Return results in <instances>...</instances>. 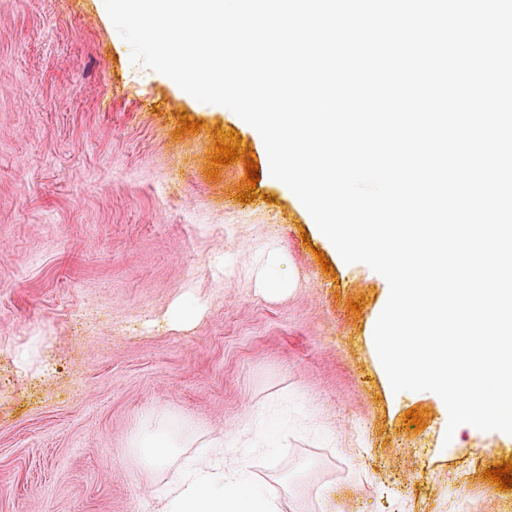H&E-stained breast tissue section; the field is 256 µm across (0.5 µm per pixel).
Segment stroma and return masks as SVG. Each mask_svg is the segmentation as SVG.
Returning a JSON list of instances; mask_svg holds the SVG:
<instances>
[{"label":"stroma","instance_id":"35a3bbf8","mask_svg":"<svg viewBox=\"0 0 512 512\" xmlns=\"http://www.w3.org/2000/svg\"><path fill=\"white\" fill-rule=\"evenodd\" d=\"M232 132L259 165L248 202L246 161L213 163ZM273 246L278 295L257 282ZM187 292L205 311L169 328ZM389 292L330 248L253 128L132 62L104 0H0V512H161L164 473L128 451L149 411L235 443L225 467L247 459L281 512H499L512 487L483 473L512 435L446 439L434 393L393 391L373 345ZM264 273L267 284L271 288H267L269 292L280 293L288 287V271L282 262V255L279 250L271 249L266 253L263 260ZM40 345L41 342L39 336H30L25 345H22L13 351V361L20 372L26 373L32 368Z\"/></svg>","mask_w":512,"mask_h":512}]
</instances>
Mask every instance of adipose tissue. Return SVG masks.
Instances as JSON below:
<instances>
[{
	"label": "adipose tissue",
	"mask_w": 512,
	"mask_h": 512,
	"mask_svg": "<svg viewBox=\"0 0 512 512\" xmlns=\"http://www.w3.org/2000/svg\"><path fill=\"white\" fill-rule=\"evenodd\" d=\"M197 441L203 450L194 462L186 468L175 466L182 444ZM129 446L144 469L167 472L163 512H278L276 500L259 486L210 465V458L223 456L224 441L204 438L195 426L149 413L132 433Z\"/></svg>",
	"instance_id": "1"
}]
</instances>
